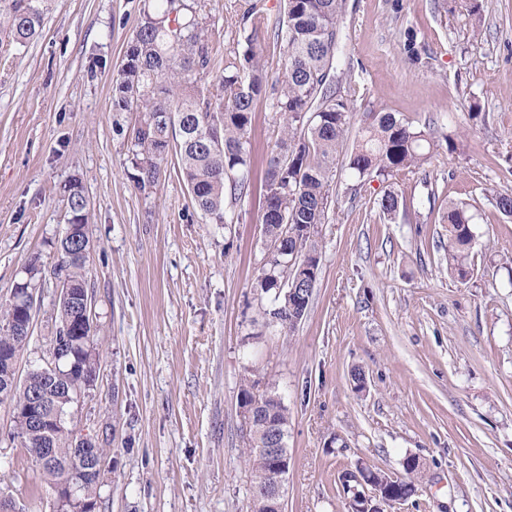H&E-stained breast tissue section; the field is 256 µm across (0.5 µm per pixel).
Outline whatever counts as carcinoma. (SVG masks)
<instances>
[{
  "mask_svg": "<svg viewBox=\"0 0 512 512\" xmlns=\"http://www.w3.org/2000/svg\"><path fill=\"white\" fill-rule=\"evenodd\" d=\"M342 0H285L280 35L284 42L282 74L269 82L259 49L268 33V22L253 3L240 6L238 18L246 48L224 55V69L216 84L207 82L213 53L224 41V30L209 23L200 0H146L135 34L128 41L122 64L112 82L113 107L118 112H136L138 120L128 141L130 178L141 192L159 187L169 154L178 157V173L195 210L206 224H232L225 196L234 201L249 194L251 152L249 133L258 100L272 99L281 137L267 159L263 180L260 224L267 239H284L289 249L299 248L300 257L319 260L318 225L325 223L333 193V172L341 154L352 118L351 100L328 93L327 79L336 70V43L340 33ZM41 26L32 0H11L0 20V40L23 45ZM427 133L391 112L373 113L372 122L361 131L348 166L356 175L376 173L396 177L421 167L428 160ZM67 213H75L83 232L80 238L61 239V255L50 272L31 264L23 281L39 290L47 278L66 281L72 287H88L83 273L89 248L86 195L81 181L65 187ZM385 219L400 208L399 195L385 192L379 202ZM448 271L465 280L473 275L470 248L471 217L455 204L448 205ZM291 256L268 252L252 283L264 317L290 334L308 305H299L285 287H296L298 266ZM80 310L58 301L55 322H76ZM18 308L11 299L0 300V355L20 357L30 336L17 330ZM68 357L61 364L67 372L64 388L52 386L31 370L27 380L0 389V404L12 409L13 432L29 450L35 463L56 485L69 480V462L77 447L68 434L52 435L31 426L25 409L33 396H47L48 410L65 411L69 398L85 393L96 378L99 356L92 330L75 336L66 346ZM257 381L244 379L239 398L258 401L261 417L249 437L247 454L252 462L250 512H264L262 495L269 482L270 464L265 452L272 429L288 437V409L273 387L255 394ZM405 476L393 477L379 468L364 466L369 480L386 483L398 495L410 498L416 492L414 476L421 467L407 457ZM80 495L99 502L96 476L85 477Z\"/></svg>",
  "mask_w": 512,
  "mask_h": 512,
  "instance_id": "obj_1",
  "label": "carcinoma"
}]
</instances>
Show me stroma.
<instances>
[{"label": "stroma", "instance_id": "35a3bbf8", "mask_svg": "<svg viewBox=\"0 0 512 512\" xmlns=\"http://www.w3.org/2000/svg\"><path fill=\"white\" fill-rule=\"evenodd\" d=\"M201 2L224 26L213 83L237 47L235 0ZM33 3L40 35L0 44V299L30 263H57L64 187L79 179L100 364L73 411L107 450L100 512H248L247 376L288 408L284 512H347L344 472L362 461L399 476L409 455L417 492L391 512H512V217L492 204L512 189V0H480L476 15L459 0H345L336 93L356 91L351 134L382 107L435 146L387 180L359 179L337 158L317 281L290 337L266 323L251 287L266 253L261 181L224 227L202 222L177 173L148 195L129 177L136 115L113 111L112 78L143 0ZM278 137L260 100L256 172ZM389 188L403 205L386 221ZM452 201L475 216L465 281L448 273ZM57 296L52 283L39 293L22 368L46 348ZM11 429L0 404V491L24 512H54Z\"/></svg>", "mask_w": 512, "mask_h": 512}]
</instances>
